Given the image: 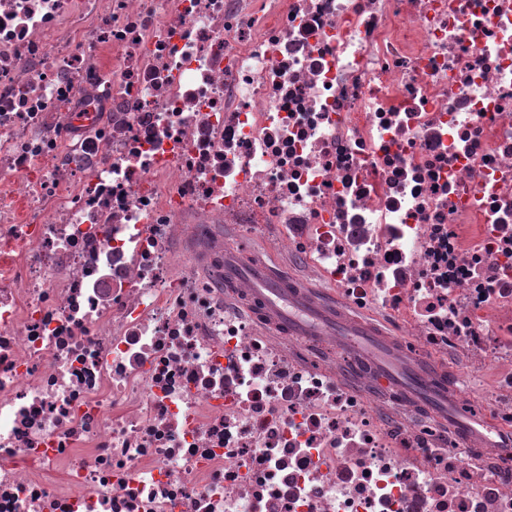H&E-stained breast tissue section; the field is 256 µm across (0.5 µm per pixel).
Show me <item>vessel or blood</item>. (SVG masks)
Wrapping results in <instances>:
<instances>
[{"mask_svg":"<svg viewBox=\"0 0 512 512\" xmlns=\"http://www.w3.org/2000/svg\"><path fill=\"white\" fill-rule=\"evenodd\" d=\"M214 269L225 287L243 292L251 320L277 335L305 342L333 338L345 373L367 364L371 375L385 380L400 402H417L441 416L459 445L476 442L500 449L503 455L512 454V437L504 428L485 414L464 410L458 396L449 393L442 363L399 350L378 325L348 315L341 299L276 273L262 259L241 262L238 252L230 248Z\"/></svg>","mask_w":512,"mask_h":512,"instance_id":"vessel-or-blood-1","label":"vessel or blood"}]
</instances>
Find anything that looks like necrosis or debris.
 <instances>
[{"label":"necrosis or debris","mask_w":512,"mask_h":512,"mask_svg":"<svg viewBox=\"0 0 512 512\" xmlns=\"http://www.w3.org/2000/svg\"><path fill=\"white\" fill-rule=\"evenodd\" d=\"M276 225L512 426V0H0V512H512V463L224 306ZM464 403L472 405L475 410L490 412L492 398L484 377H477L463 394ZM487 413V414H488Z\"/></svg>","instance_id":"necrosis-or-debris-1"}]
</instances>
